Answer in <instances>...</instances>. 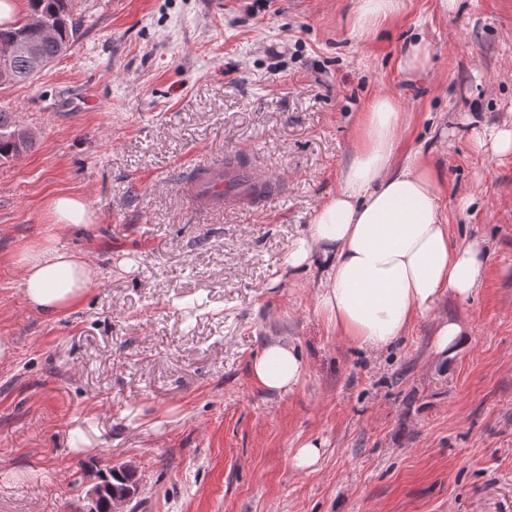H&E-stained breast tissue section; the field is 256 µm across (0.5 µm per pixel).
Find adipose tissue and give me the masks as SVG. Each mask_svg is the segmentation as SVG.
Here are the masks:
<instances>
[{
	"label": "adipose tissue",
	"instance_id": "ef3b65f1",
	"mask_svg": "<svg viewBox=\"0 0 512 512\" xmlns=\"http://www.w3.org/2000/svg\"><path fill=\"white\" fill-rule=\"evenodd\" d=\"M402 6L403 0H357L351 27L370 36ZM404 122L396 97L370 102L339 189L315 208L288 254L289 268L319 270L317 308L337 336L369 351L395 345L444 294L468 300L485 277L482 243L451 239L439 170L418 156L398 163ZM22 261L27 301L46 315L76 305L98 280L95 265L53 242ZM250 372L260 387L289 395L306 368L293 345L273 342Z\"/></svg>",
	"mask_w": 512,
	"mask_h": 512
}]
</instances>
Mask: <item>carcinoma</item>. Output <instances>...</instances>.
I'll list each match as a JSON object with an SVG mask.
<instances>
[{
    "mask_svg": "<svg viewBox=\"0 0 512 512\" xmlns=\"http://www.w3.org/2000/svg\"><path fill=\"white\" fill-rule=\"evenodd\" d=\"M26 13L15 23L0 25V50L16 41L39 49L52 63L66 55L77 42L81 21L74 17V0H27ZM34 141L20 133L14 113L0 110V159H9L33 148ZM102 481L108 483L107 497L123 496L138 485L134 474H120L111 467Z\"/></svg>",
    "mask_w": 512,
    "mask_h": 512,
    "instance_id": "obj_1",
    "label": "carcinoma"
}]
</instances>
